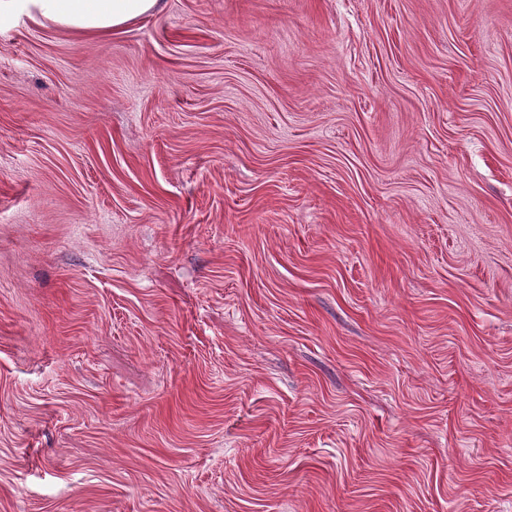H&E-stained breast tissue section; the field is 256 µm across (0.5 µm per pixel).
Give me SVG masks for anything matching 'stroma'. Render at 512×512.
Segmentation results:
<instances>
[{
	"mask_svg": "<svg viewBox=\"0 0 512 512\" xmlns=\"http://www.w3.org/2000/svg\"><path fill=\"white\" fill-rule=\"evenodd\" d=\"M0 512H512V0L0 25Z\"/></svg>",
	"mask_w": 512,
	"mask_h": 512,
	"instance_id": "obj_1",
	"label": "stroma"
}]
</instances>
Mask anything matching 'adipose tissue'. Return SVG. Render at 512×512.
Here are the masks:
<instances>
[{
  "instance_id": "1",
  "label": "adipose tissue",
  "mask_w": 512,
  "mask_h": 512,
  "mask_svg": "<svg viewBox=\"0 0 512 512\" xmlns=\"http://www.w3.org/2000/svg\"><path fill=\"white\" fill-rule=\"evenodd\" d=\"M158 6L159 0H0V19L21 12L76 32L108 34Z\"/></svg>"
}]
</instances>
